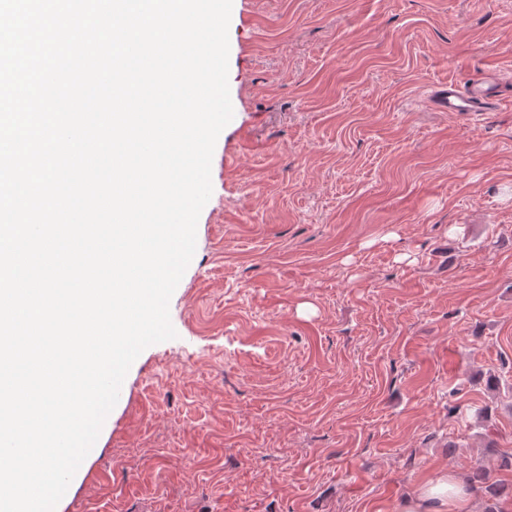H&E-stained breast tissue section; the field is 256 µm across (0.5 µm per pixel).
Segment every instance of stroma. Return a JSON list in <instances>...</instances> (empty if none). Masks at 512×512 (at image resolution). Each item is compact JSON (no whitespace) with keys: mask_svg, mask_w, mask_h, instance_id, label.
I'll return each instance as SVG.
<instances>
[{"mask_svg":"<svg viewBox=\"0 0 512 512\" xmlns=\"http://www.w3.org/2000/svg\"><path fill=\"white\" fill-rule=\"evenodd\" d=\"M252 11L241 26L243 7ZM196 250L55 512H394L512 485V0H233ZM432 97L434 106L441 112L473 115L494 110L502 100L511 99L512 84L498 72H490L467 88L448 82V86L435 90ZM468 492L460 477L446 469L432 472L402 498L395 512H464Z\"/></svg>","mask_w":512,"mask_h":512,"instance_id":"35a3bbf8","label":"stroma"}]
</instances>
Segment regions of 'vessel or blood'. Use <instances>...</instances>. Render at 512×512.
Returning a JSON list of instances; mask_svg holds the SVG:
<instances>
[{
  "mask_svg": "<svg viewBox=\"0 0 512 512\" xmlns=\"http://www.w3.org/2000/svg\"><path fill=\"white\" fill-rule=\"evenodd\" d=\"M511 97L512 83L491 72L469 87L462 88L452 82L434 91L433 104L442 112L472 115L494 110L502 100Z\"/></svg>",
  "mask_w": 512,
  "mask_h": 512,
  "instance_id": "obj_1",
  "label": "vessel or blood"
}]
</instances>
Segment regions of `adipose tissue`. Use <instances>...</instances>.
I'll use <instances>...</instances> for the list:
<instances>
[{
	"instance_id": "1",
	"label": "adipose tissue",
	"mask_w": 512,
	"mask_h": 512,
	"mask_svg": "<svg viewBox=\"0 0 512 512\" xmlns=\"http://www.w3.org/2000/svg\"><path fill=\"white\" fill-rule=\"evenodd\" d=\"M468 493L456 474L442 469L432 472L413 492L396 505V512H465Z\"/></svg>"
}]
</instances>
